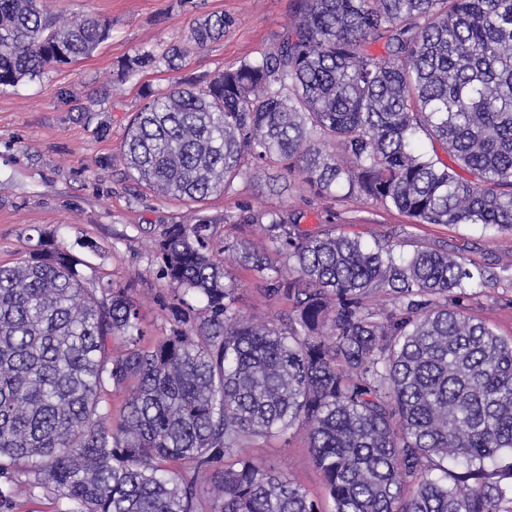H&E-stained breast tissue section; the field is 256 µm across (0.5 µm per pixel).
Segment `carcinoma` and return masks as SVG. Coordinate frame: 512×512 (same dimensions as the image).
Masks as SVG:
<instances>
[{"instance_id":"1","label":"carcinoma","mask_w":512,"mask_h":512,"mask_svg":"<svg viewBox=\"0 0 512 512\" xmlns=\"http://www.w3.org/2000/svg\"><path fill=\"white\" fill-rule=\"evenodd\" d=\"M232 26L208 15L189 41ZM111 30L0 0V88L91 54ZM187 54L142 51L118 77ZM147 98L121 150L156 194L201 202L277 166L318 196L343 188L413 224H481L512 245V0H298L261 58ZM265 218L269 253L217 248L204 216L153 240L173 320L155 342L134 289L88 279L55 239L0 266V476L33 472L0 502L44 487L56 512H500L512 337L460 304L498 276L420 241L370 247L297 213ZM226 252L287 315L239 310ZM299 430L328 511L242 452Z\"/></svg>"}]
</instances>
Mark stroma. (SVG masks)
<instances>
[{
  "label": "stroma",
  "mask_w": 512,
  "mask_h": 512,
  "mask_svg": "<svg viewBox=\"0 0 512 512\" xmlns=\"http://www.w3.org/2000/svg\"><path fill=\"white\" fill-rule=\"evenodd\" d=\"M66 18L109 19L107 40L86 58L48 70L36 79L0 89V265L29 257L38 236L57 233L89 263L84 274L117 286L133 284L140 296L147 338L168 335L171 320L159 302L168 292L150 252L163 227L188 218L183 202L140 187L127 173L121 142L127 127L158 93L181 82L206 83L225 68L259 58L279 42L294 15L296 0H45ZM221 13L233 25L224 38L191 50L179 68L159 67L119 80V61L143 50L186 43L193 22ZM203 215L216 223V241L245 242L257 250L270 244L257 224H228L241 211L303 213V227L355 234L367 245H407L420 239L453 250L500 275V282L468 300L470 315L512 336V248L498 233L479 225L417 224L396 211L337 190L320 198L302 179L268 169L261 179L237 177L228 191L205 200ZM239 283V307L255 316L287 312L286 303L267 298L251 272L232 267ZM255 458H274L313 499L324 497V478L304 434L289 445L253 448Z\"/></svg>",
  "instance_id": "1"
}]
</instances>
